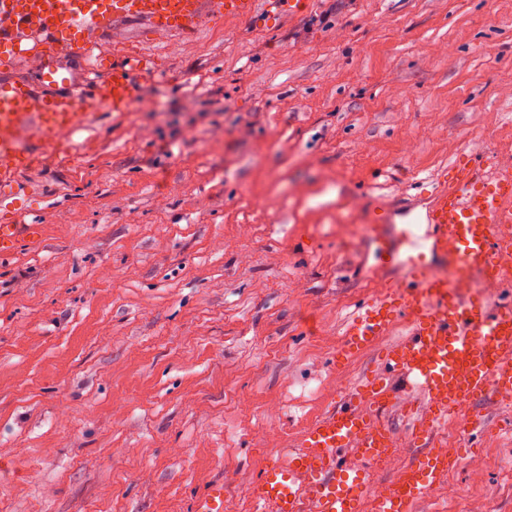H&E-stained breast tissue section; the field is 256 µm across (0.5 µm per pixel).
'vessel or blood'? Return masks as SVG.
I'll use <instances>...</instances> for the list:
<instances>
[{
    "label": "vessel or blood",
    "instance_id": "obj_1",
    "mask_svg": "<svg viewBox=\"0 0 512 512\" xmlns=\"http://www.w3.org/2000/svg\"><path fill=\"white\" fill-rule=\"evenodd\" d=\"M259 10L260 0H0V258L44 237L43 225L18 221L28 197L21 173L44 151H65L67 133L92 113L128 112L137 101L139 52L99 56L102 80L73 87L71 66L97 39L124 22L155 39L194 35L207 19L247 20ZM25 60L37 63L36 82L15 77ZM425 222L445 271L379 244L380 266L401 277L347 320L336 356L373 349L377 367L250 484L256 512H416L463 456L442 439L449 420L463 417L474 431L484 422L471 410L476 400L493 394L512 404V308L472 288L477 276L512 284V238L498 232L512 224V163L493 167L480 151L464 153L431 194ZM402 321L403 337L384 344ZM392 410L411 420L422 454L372 493L369 468L396 445L382 419Z\"/></svg>",
    "mask_w": 512,
    "mask_h": 512
}]
</instances>
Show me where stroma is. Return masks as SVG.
<instances>
[{
	"mask_svg": "<svg viewBox=\"0 0 512 512\" xmlns=\"http://www.w3.org/2000/svg\"><path fill=\"white\" fill-rule=\"evenodd\" d=\"M211 21L26 172L0 259V512H224L375 366L334 358L464 152L512 159V0H314ZM418 512H512V408Z\"/></svg>",
	"mask_w": 512,
	"mask_h": 512,
	"instance_id": "stroma-1",
	"label": "stroma"
}]
</instances>
